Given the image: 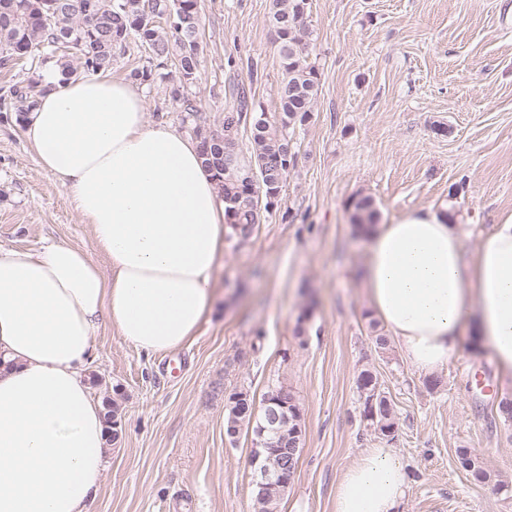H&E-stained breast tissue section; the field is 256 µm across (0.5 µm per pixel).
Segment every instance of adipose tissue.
I'll return each mask as SVG.
<instances>
[{
	"label": "adipose tissue",
	"instance_id": "obj_1",
	"mask_svg": "<svg viewBox=\"0 0 512 512\" xmlns=\"http://www.w3.org/2000/svg\"><path fill=\"white\" fill-rule=\"evenodd\" d=\"M45 92L24 123L40 167L68 191L107 261L52 244L0 246V512H87L105 470V423L84 372L109 321L149 354L196 335L215 295L224 201L199 147L144 120L138 85L90 75ZM363 284L405 360L432 376L464 336L512 380V215L466 255L454 214L421 209L367 224ZM395 449H364L336 485L333 512H401Z\"/></svg>",
	"mask_w": 512,
	"mask_h": 512
}]
</instances>
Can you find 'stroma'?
Returning a JSON list of instances; mask_svg holds the SVG:
<instances>
[{"label":"stroma","instance_id":"1","mask_svg":"<svg viewBox=\"0 0 512 512\" xmlns=\"http://www.w3.org/2000/svg\"><path fill=\"white\" fill-rule=\"evenodd\" d=\"M507 0H311L308 60L317 103L293 137L297 155L280 193L245 243L225 239L217 301L197 335L147 355L102 322L91 369L120 386L122 439L109 446L89 512H253L252 433L228 438V393L283 389L300 403L305 446L278 512H333L336 484L381 437L362 417L357 378L376 373L396 406L391 446L409 480L402 512H512V395L488 350L464 345L430 388L398 346L375 348L371 309L349 216L374 202L386 223L448 209L467 254L512 215V33ZM274 0H200L202 58L191 88L221 128L233 84L278 108ZM173 78L145 90V119L184 130ZM80 248L102 263L70 195L42 170L24 128L0 119V245ZM303 337H296V325ZM476 449L492 482H474L455 450Z\"/></svg>","mask_w":512,"mask_h":512}]
</instances>
